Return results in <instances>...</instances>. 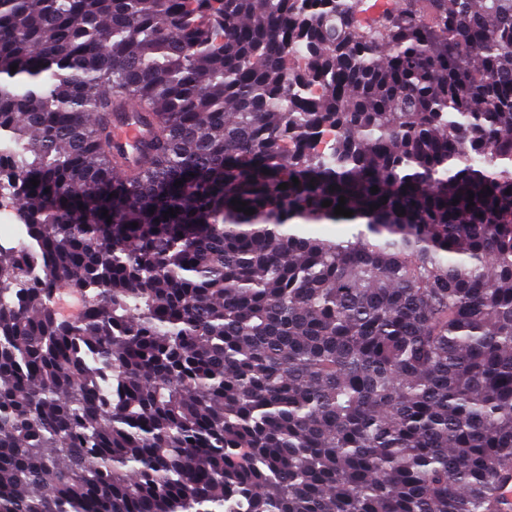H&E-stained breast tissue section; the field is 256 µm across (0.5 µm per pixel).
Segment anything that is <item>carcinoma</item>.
I'll return each mask as SVG.
<instances>
[{
	"label": "carcinoma",
	"instance_id": "cac0c4a2",
	"mask_svg": "<svg viewBox=\"0 0 512 512\" xmlns=\"http://www.w3.org/2000/svg\"><path fill=\"white\" fill-rule=\"evenodd\" d=\"M360 2L0 0V512H496L512 0Z\"/></svg>",
	"mask_w": 512,
	"mask_h": 512
}]
</instances>
